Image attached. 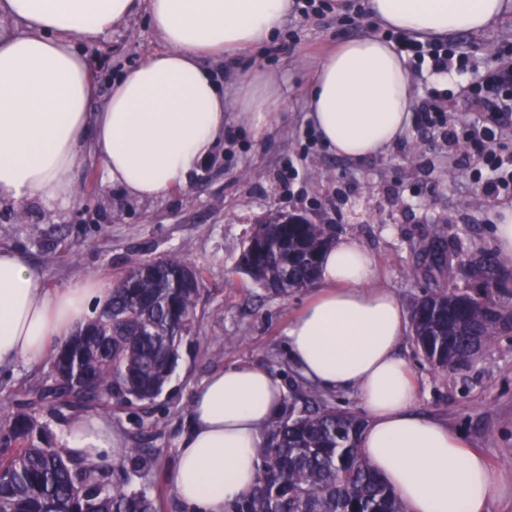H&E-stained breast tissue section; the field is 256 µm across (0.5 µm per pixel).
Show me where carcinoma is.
<instances>
[{
	"mask_svg": "<svg viewBox=\"0 0 512 512\" xmlns=\"http://www.w3.org/2000/svg\"><path fill=\"white\" fill-rule=\"evenodd\" d=\"M270 224L255 229L238 270L257 285L286 293L317 279L325 249L335 243L328 224ZM512 257L485 256L470 267L472 293L448 287L419 301L411 331L437 369L454 371L496 337L512 331V309L496 294L507 287ZM198 274L179 257L140 264L112 282V302L58 345L52 370L0 415V512H156L129 476L114 477L67 454L37 413L46 403L79 414L107 404L150 401L171 376L179 348L191 334L199 297ZM365 421L317 397L291 407L257 449L262 467L243 512H406L395 491L365 463Z\"/></svg>",
	"mask_w": 512,
	"mask_h": 512,
	"instance_id": "obj_1",
	"label": "carcinoma"
}]
</instances>
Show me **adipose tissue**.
Here are the masks:
<instances>
[{"instance_id":"1","label":"adipose tissue","mask_w":512,"mask_h":512,"mask_svg":"<svg viewBox=\"0 0 512 512\" xmlns=\"http://www.w3.org/2000/svg\"><path fill=\"white\" fill-rule=\"evenodd\" d=\"M294 0H0V200L67 204L84 151L132 198L185 185L224 140L226 114L255 140L277 126L288 93L250 69L220 82L232 60L274 38ZM389 30L419 39L480 35L512 17V0H366ZM145 14L163 47L98 101L78 41ZM414 87L393 42L366 34L322 59L310 76L308 118L323 144L352 160L381 156L410 125ZM376 260L345 236L323 255L317 288L286 331L288 357L320 389L355 393L366 416L362 455L407 512H491L507 492L501 473L447 424L414 413L417 390L399 355L407 312L376 284ZM112 290L85 277L48 287L19 251L0 247V368L35 364L107 307ZM284 387L269 370L234 365L195 391L172 477L189 512H232L255 486L264 430L282 412ZM70 454L108 465L110 423L92 414L65 435Z\"/></svg>"}]
</instances>
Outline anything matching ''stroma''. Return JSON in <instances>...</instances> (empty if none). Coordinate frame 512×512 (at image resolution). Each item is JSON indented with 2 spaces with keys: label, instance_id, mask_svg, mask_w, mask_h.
Wrapping results in <instances>:
<instances>
[{
  "label": "stroma",
  "instance_id": "obj_1",
  "mask_svg": "<svg viewBox=\"0 0 512 512\" xmlns=\"http://www.w3.org/2000/svg\"><path fill=\"white\" fill-rule=\"evenodd\" d=\"M324 10L288 15L267 46L217 66L261 68L289 89L288 114L263 143L234 120L224 142L187 184L167 198L138 200L106 183L99 162L85 155L76 174V194L64 207L34 199L24 206L0 202V246L22 251L45 275L49 287L97 276L113 280L150 260L179 256L200 277L197 319L180 346L176 368L152 401L110 407L104 414L119 448L146 449L151 469L132 473L135 487L157 500L159 512H187L175 497L171 477L179 441L189 428L195 389L215 370L235 364L268 368L285 387L287 404L303 406L313 389L288 360L286 330L309 289L280 294L252 283L237 269L239 254L254 227L273 211L331 225L350 236L377 261V282L413 308L422 297L448 284L466 290V275L449 279L448 265L478 260L496 251L494 229L512 199L479 194L476 159L465 148L431 142L419 123L382 156L350 161L307 134L306 92L313 67L345 41L372 30L365 0H326ZM479 71L496 65L487 52L512 49V18L475 36H456ZM161 43L145 15L113 25L87 46L99 98H106L121 71L143 62ZM416 98L433 91L448 101V121H477V110L456 104L462 77L411 69ZM297 165L299 180L281 173ZM224 351L213 355L212 347ZM400 354L417 386V414L462 432L490 463L512 474V332L499 336L461 369L432 366L412 339ZM50 360L0 371V411L16 408L23 389L44 381Z\"/></svg>",
  "mask_w": 512,
  "mask_h": 512
}]
</instances>
